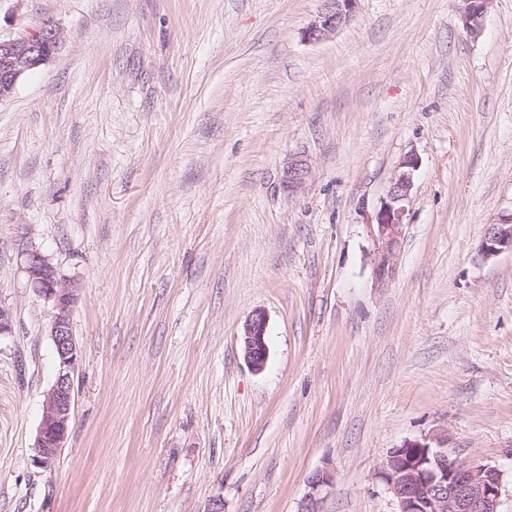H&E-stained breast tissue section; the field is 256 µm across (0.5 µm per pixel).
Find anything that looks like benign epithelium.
Segmentation results:
<instances>
[{"mask_svg": "<svg viewBox=\"0 0 512 512\" xmlns=\"http://www.w3.org/2000/svg\"><path fill=\"white\" fill-rule=\"evenodd\" d=\"M356 0H325L317 18L306 28L304 38L319 42L348 23ZM462 20L470 29L484 14L488 0H463ZM64 39L52 22L43 24L35 35L0 39V102L10 98L18 83L29 72L46 64ZM419 159L409 154L398 164L386 197L370 232L377 242L374 259L376 280L389 281L394 258L414 186V172ZM308 172L305 160L296 158L288 165V188L299 187ZM512 253V220L487 225L481 254L492 259ZM25 272L35 290L52 302L54 315L49 336L53 342L57 373L44 399L43 414L36 438L34 463L49 468L67 443L73 406V376L80 360V348L70 324L73 294L59 277L48 258L36 249L25 254ZM267 317L257 312L245 322L241 347L246 364L255 372L265 369L269 349L266 342ZM378 475L397 505V512H499L503 475L499 469L477 462L465 463L452 457L448 449L414 442L393 448L378 469ZM332 482L326 469L316 470L309 480L308 503L303 512H319L318 491Z\"/></svg>", "mask_w": 512, "mask_h": 512, "instance_id": "1", "label": "benign epithelium"}]
</instances>
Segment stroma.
<instances>
[{"label":"stroma","instance_id":"1","mask_svg":"<svg viewBox=\"0 0 512 512\" xmlns=\"http://www.w3.org/2000/svg\"><path fill=\"white\" fill-rule=\"evenodd\" d=\"M0 0V38L64 42L0 102V512H395L376 472L420 441L503 474L512 512V0ZM419 167L393 279L367 226ZM308 174L288 189L286 170ZM72 289L70 434L34 462ZM268 319L256 373L240 336ZM357 0H326L317 18L306 28L304 38L309 42H319L336 33L348 23ZM480 250L487 260L503 252L512 253V220L488 224ZM25 272L35 290L53 304L49 336L53 342L57 373L44 399L36 438L34 462L50 468L67 443L73 406V376L80 360V348L70 324L73 294L48 258L36 249L25 254ZM331 482L332 475L326 469H318L312 474L309 480L311 492L308 495L309 498L306 509L302 512H319L318 503L320 498H317L316 494L322 487L328 486Z\"/></svg>","mask_w":512,"mask_h":512}]
</instances>
